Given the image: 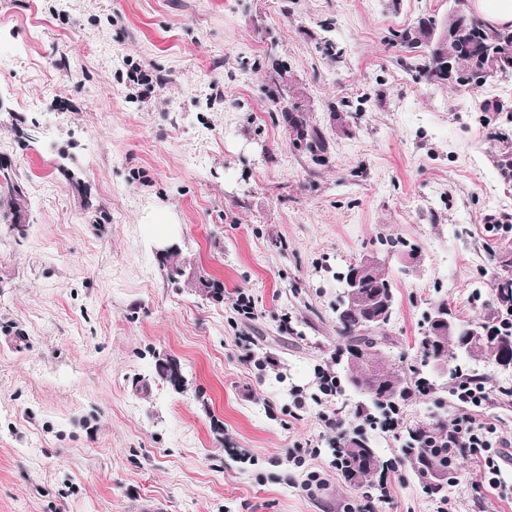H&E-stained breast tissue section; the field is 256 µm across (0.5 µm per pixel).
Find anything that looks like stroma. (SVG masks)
Masks as SVG:
<instances>
[{"label":"stroma","mask_w":512,"mask_h":512,"mask_svg":"<svg viewBox=\"0 0 512 512\" xmlns=\"http://www.w3.org/2000/svg\"><path fill=\"white\" fill-rule=\"evenodd\" d=\"M454 9L471 0H0V163L25 199L18 232L0 195V512H134L149 496L169 512H512L466 456L426 494L378 429L399 464L390 494L354 487L319 420L356 424L362 400L319 394L343 344L336 270L381 261L386 354L408 369L425 311L444 298L483 315L512 257V234L486 230L512 224V74L430 82L399 39ZM277 63L325 161L288 140ZM495 100L504 111H484ZM481 372V415L512 435V372ZM456 413L431 393L401 417ZM278 77L280 78L281 82L283 83V90L287 91L288 98L291 97L292 94H298L302 95L303 91L301 87L298 84H295L293 82V79L287 75L288 70L284 68L282 65L279 67L276 71ZM286 97H277L273 100V102L279 106V108H287L294 106L295 108L301 109L299 100L302 98V96H294V98H291L288 100ZM289 103V104H288Z\"/></svg>","instance_id":"obj_1"}]
</instances>
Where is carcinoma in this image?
<instances>
[{
  "instance_id": "1",
  "label": "carcinoma",
  "mask_w": 512,
  "mask_h": 512,
  "mask_svg": "<svg viewBox=\"0 0 512 512\" xmlns=\"http://www.w3.org/2000/svg\"><path fill=\"white\" fill-rule=\"evenodd\" d=\"M434 20L428 18L418 25L403 32L402 40L410 48L428 47L427 56L422 67L427 80H432L438 64V58L455 52L453 43L441 46L430 43V32ZM471 33L475 41L486 45L492 40L498 41L506 54L505 62L509 63L507 71L512 73V31L497 30L488 27L478 16L471 15ZM284 124L296 131L292 147L313 156L324 154L330 147L325 133L308 120L305 113L294 110L281 113ZM0 190L8 193L14 206H19L22 199L21 189L12 181L9 174L0 171ZM493 300L488 312L476 319H462L452 312L444 313L448 326L435 325L434 311L425 314L426 328L419 338V348L423 366L430 360L441 357L448 360V379L456 383L460 379L483 380L475 366L491 363L504 369L512 368V333L501 328L498 322L499 307L505 303L512 305V260H502L492 271ZM385 301L389 311H394L395 294L383 267L364 268L360 272V288L358 301L347 303L345 295L336 300V323L340 336L345 344L344 350L378 347L384 348L389 337L372 334L369 321L380 311L379 301ZM390 373L379 380L380 385L399 386L398 392L381 390L379 394L367 397L358 411L371 421L378 424L387 418L396 416L405 402L425 389L431 388L430 370L415 369L407 375L401 368L389 364ZM161 375L172 385L183 382L180 364L166 359L158 364ZM417 428L405 429L401 439L400 452L404 462L413 467L422 464L416 476L423 489L431 494H440L442 489L433 483V475L448 474L453 480L454 462L448 458L447 431L448 422L439 420L425 425L424 433L415 436ZM340 446L336 449L337 463L342 466L344 477L358 487L371 485L374 471L364 465L365 455L373 451L371 439L362 428L352 427L342 430Z\"/></svg>"
}]
</instances>
